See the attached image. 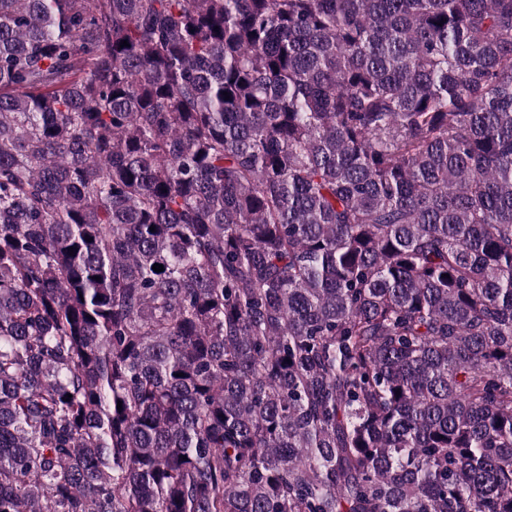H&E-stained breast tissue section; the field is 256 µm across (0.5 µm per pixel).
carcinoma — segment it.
Wrapping results in <instances>:
<instances>
[{
	"mask_svg": "<svg viewBox=\"0 0 512 512\" xmlns=\"http://www.w3.org/2000/svg\"><path fill=\"white\" fill-rule=\"evenodd\" d=\"M0 512H512V0H0Z\"/></svg>",
	"mask_w": 512,
	"mask_h": 512,
	"instance_id": "obj_1",
	"label": "carcinoma"
}]
</instances>
